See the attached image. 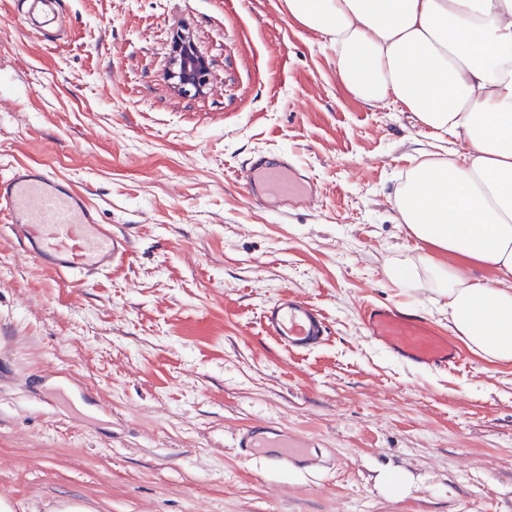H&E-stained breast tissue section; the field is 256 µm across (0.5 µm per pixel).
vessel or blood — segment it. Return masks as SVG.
<instances>
[{"instance_id": "vessel-or-blood-1", "label": "vessel or blood", "mask_w": 512, "mask_h": 512, "mask_svg": "<svg viewBox=\"0 0 512 512\" xmlns=\"http://www.w3.org/2000/svg\"><path fill=\"white\" fill-rule=\"evenodd\" d=\"M240 178L250 199L274 211L294 200L312 206L320 198L315 178L300 174L285 155L254 157ZM0 214L22 239L28 257L70 278L104 274L130 251L126 238L99 224L81 192L39 167L16 166L0 176ZM361 317L367 336L413 367L447 369L462 362L454 342L424 317L374 304L365 305ZM261 324L266 335L296 353L312 349L328 333L322 313L290 292L264 307Z\"/></svg>"}]
</instances>
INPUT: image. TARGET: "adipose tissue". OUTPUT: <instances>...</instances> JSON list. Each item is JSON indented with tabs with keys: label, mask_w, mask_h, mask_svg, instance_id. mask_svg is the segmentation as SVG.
Here are the masks:
<instances>
[{
	"label": "adipose tissue",
	"mask_w": 512,
	"mask_h": 512,
	"mask_svg": "<svg viewBox=\"0 0 512 512\" xmlns=\"http://www.w3.org/2000/svg\"><path fill=\"white\" fill-rule=\"evenodd\" d=\"M283 2L328 40L356 98L396 102L420 129L464 142L414 157L395 220L417 252L385 274L445 298L448 328L472 353L512 362V0Z\"/></svg>",
	"instance_id": "ef3b65f1"
}]
</instances>
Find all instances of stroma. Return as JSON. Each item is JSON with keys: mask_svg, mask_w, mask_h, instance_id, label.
Wrapping results in <instances>:
<instances>
[{"mask_svg": "<svg viewBox=\"0 0 512 512\" xmlns=\"http://www.w3.org/2000/svg\"><path fill=\"white\" fill-rule=\"evenodd\" d=\"M29 7L0 0V174L71 182L131 251L81 285L0 223V512H512V363L415 369L359 314L447 330L443 298L385 266L417 246L393 220L414 150L448 141L355 98L283 0H56L38 36ZM181 28L210 61L197 96L166 77ZM260 154L319 202L250 201L236 174ZM284 290L325 315L309 351L262 328ZM255 424L310 454L239 448ZM385 470L410 475L403 497ZM382 493L388 498L403 495L408 490V480L404 472H387L379 477Z\"/></svg>", "mask_w": 512, "mask_h": 512, "instance_id": "obj_1", "label": "stroma"}]
</instances>
